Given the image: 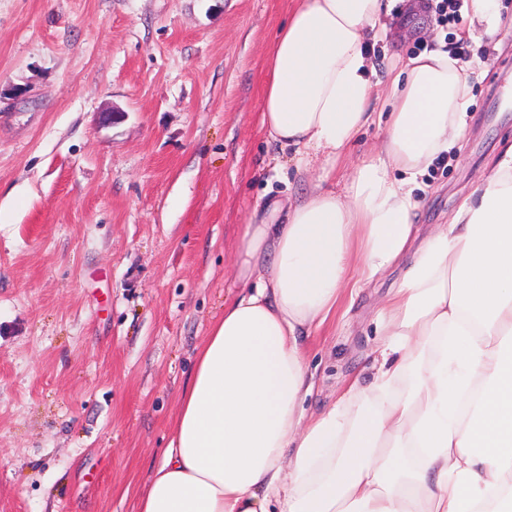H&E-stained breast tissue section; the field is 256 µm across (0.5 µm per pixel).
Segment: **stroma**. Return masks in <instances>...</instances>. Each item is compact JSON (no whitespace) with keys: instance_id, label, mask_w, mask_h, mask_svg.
I'll list each match as a JSON object with an SVG mask.
<instances>
[{"instance_id":"stroma-1","label":"stroma","mask_w":512,"mask_h":512,"mask_svg":"<svg viewBox=\"0 0 512 512\" xmlns=\"http://www.w3.org/2000/svg\"><path fill=\"white\" fill-rule=\"evenodd\" d=\"M290 0H0V512H138L197 352L235 292L241 229L311 180L259 131ZM500 49L403 11L389 49L473 62L463 136L421 179L448 223L512 146ZM123 116L105 122L103 112ZM401 267L305 340L320 413L370 374Z\"/></svg>"}]
</instances>
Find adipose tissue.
I'll use <instances>...</instances> for the list:
<instances>
[{"mask_svg": "<svg viewBox=\"0 0 512 512\" xmlns=\"http://www.w3.org/2000/svg\"><path fill=\"white\" fill-rule=\"evenodd\" d=\"M393 0H291L259 125L297 174L333 168L388 107L343 191L316 183L244 225L237 290L200 347L139 512H512V146L420 237L419 176L463 134L470 65L372 59ZM459 40L495 39L467 0ZM406 268L382 303L372 379L315 416L304 336L347 292ZM384 133V122L378 125L376 122L371 127L365 129L357 140L353 149L354 158L370 151H375L379 148Z\"/></svg>", "mask_w": 512, "mask_h": 512, "instance_id": "adipose-tissue-1", "label": "adipose tissue"}]
</instances>
